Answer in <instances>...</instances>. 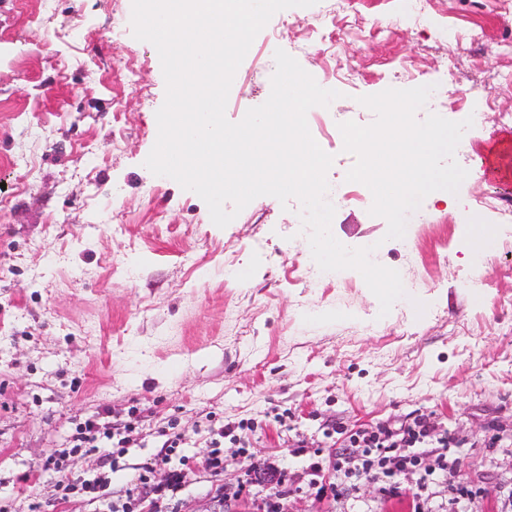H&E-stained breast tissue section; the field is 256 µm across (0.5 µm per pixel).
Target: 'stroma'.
I'll list each match as a JSON object with an SVG mask.
<instances>
[{
  "label": "stroma",
  "instance_id": "stroma-1",
  "mask_svg": "<svg viewBox=\"0 0 512 512\" xmlns=\"http://www.w3.org/2000/svg\"><path fill=\"white\" fill-rule=\"evenodd\" d=\"M131 16L132 0H0V512H120L133 497L153 512L139 476L165 432L181 438L171 459L191 460L171 512H266L268 487L236 494L253 457L297 480L280 512H413L420 490L429 512H512V174H483L488 152L512 141L500 119L512 112V0H432L413 19L404 0H318L276 13L235 74L234 123L268 99L279 49L339 91L307 117L334 158L331 232L352 248L378 243L372 260L426 306L385 316L357 271L312 280L297 200L258 197L220 228L197 194L145 167L166 84ZM331 18L332 54L312 48L310 29ZM430 84L442 102L417 120L481 114L455 152L468 171L461 206L427 196L411 237L389 240L370 190L345 179L356 158L339 125L374 121L360 96ZM477 224L496 227L492 251L475 252ZM430 413L448 446L395 474L403 496L344 475L349 434ZM96 416L124 430L125 454L72 463L88 479L108 473V497L63 494L46 459ZM241 422L247 454L235 430L214 437ZM441 454L456 482L436 470Z\"/></svg>",
  "mask_w": 512,
  "mask_h": 512
}]
</instances>
